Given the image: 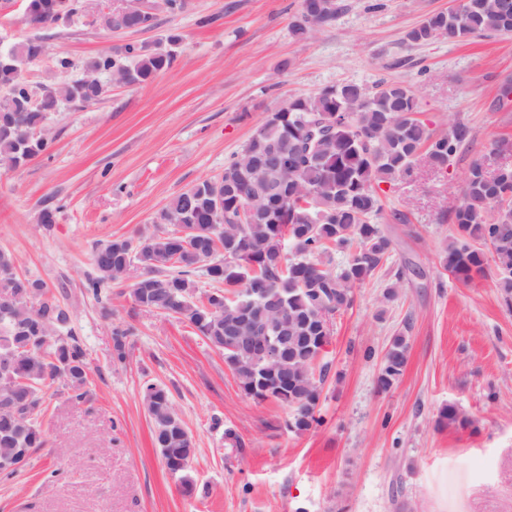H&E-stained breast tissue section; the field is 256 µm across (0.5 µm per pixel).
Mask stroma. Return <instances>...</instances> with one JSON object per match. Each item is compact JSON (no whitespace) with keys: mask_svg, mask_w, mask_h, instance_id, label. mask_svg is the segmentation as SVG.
<instances>
[{"mask_svg":"<svg viewBox=\"0 0 512 512\" xmlns=\"http://www.w3.org/2000/svg\"><path fill=\"white\" fill-rule=\"evenodd\" d=\"M147 3L155 27L131 33L99 25L111 0H81L49 28L29 23L26 0H0V42L47 46L24 70L34 85L53 75L61 52L74 62L70 80L128 43L177 55L150 83L64 104L47 122L50 154L0 168V248L70 308L91 368L88 401L56 396L41 418L45 446L17 474L0 475V512H512V306L495 271L465 284L439 264L472 161L512 165V153L492 152L512 141V103L499 100L512 81V33L407 41L459 0H336L335 20L303 40L290 28L301 0H186L177 14ZM172 33L181 36L174 47ZM382 80L415 90L435 134L458 120L471 138L447 169L421 163L384 185L380 222L394 250L332 320L318 425L292 432L288 406L245 396L188 320L137 308L125 287L87 293L96 243L154 231L155 214L222 175L270 112L329 85ZM48 204L57 213L47 228L38 215ZM396 209L408 223L392 222ZM392 283L397 296L383 302ZM116 324L134 328L121 363L112 359ZM402 330L407 365L380 389L385 350ZM148 381L168 390L192 438L193 492L154 444L141 395ZM450 405L472 426L439 425Z\"/></svg>","mask_w":512,"mask_h":512,"instance_id":"stroma-1","label":"stroma"}]
</instances>
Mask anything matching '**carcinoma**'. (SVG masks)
<instances>
[{
    "instance_id": "cac0c4a2",
    "label": "carcinoma",
    "mask_w": 512,
    "mask_h": 512,
    "mask_svg": "<svg viewBox=\"0 0 512 512\" xmlns=\"http://www.w3.org/2000/svg\"><path fill=\"white\" fill-rule=\"evenodd\" d=\"M37 25L55 23L54 0H34ZM335 0H302L291 31L301 40L331 24ZM155 15L133 5L124 26L148 30ZM512 33V0H462L452 14L434 12L407 32L412 43L437 38L463 39ZM45 53L39 40L0 47V166L17 168L47 152L45 134L51 113L64 102H92L104 94L101 77L120 85H143L170 69L171 52L128 43L102 52L86 64L85 77L53 79L36 91L23 70ZM469 131L460 121L434 136L417 117L415 91L380 81L369 88L356 82L330 85L291 98L267 115L224 173L203 179L159 211L164 228L146 236L115 238L95 246L96 276L87 291L98 297L121 285L134 267L141 273L130 285L135 305L187 319L233 371L242 390L257 401L277 400L292 409L289 428L301 433L318 422L315 408L327 365L320 364L329 342L332 318L348 309L354 289L383 269L393 239L378 223L383 212L380 184L412 174L418 158L438 171ZM489 182L483 161L472 163L462 201L452 213L456 234L439 256L440 266L469 283L486 275L483 247H490L498 287L512 301V168ZM271 184L283 194L274 199ZM249 198L283 212L286 223L251 222L240 212ZM347 259L341 270L334 255ZM214 290L197 296L198 278ZM69 309L39 278L17 271L16 258L0 249V362L12 376L0 379V462L25 464L46 443L40 417L48 390L61 386L69 400L87 401V352L71 328ZM132 328L112 326L113 359L127 358ZM274 336L277 363L248 348L245 336ZM407 336L392 337L378 377L391 387L408 361ZM145 410L154 424V443L165 452L171 473L193 484L182 462L195 452L174 411L168 391L147 381ZM440 422L465 427L468 417L454 406Z\"/></svg>"
}]
</instances>
